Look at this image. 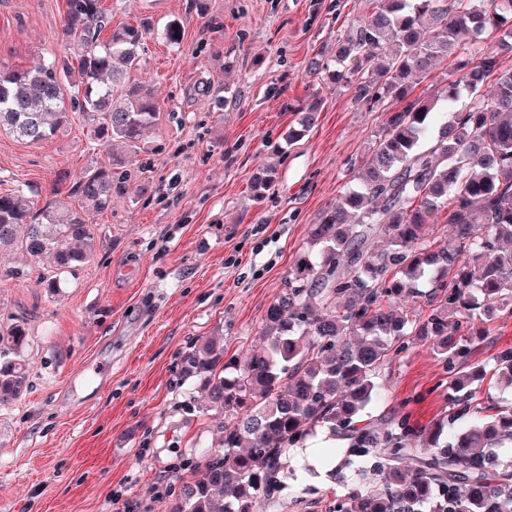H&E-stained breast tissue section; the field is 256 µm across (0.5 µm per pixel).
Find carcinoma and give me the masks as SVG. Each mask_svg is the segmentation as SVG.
Segmentation results:
<instances>
[{
    "instance_id": "obj_1",
    "label": "carcinoma",
    "mask_w": 512,
    "mask_h": 512,
    "mask_svg": "<svg viewBox=\"0 0 512 512\" xmlns=\"http://www.w3.org/2000/svg\"><path fill=\"white\" fill-rule=\"evenodd\" d=\"M105 0H66L59 35L68 51L36 68L0 69V131L29 143L52 139L78 108L93 139L140 149L160 116L151 90L134 79L150 30L112 28ZM512 0H377L352 28L334 65L309 69L372 104L402 103L386 113L373 157L355 186L310 230L317 259L300 258L266 310L262 346L240 359L208 340L184 358L209 410L227 418L219 449L183 462L179 493L167 512H267L285 480L309 470L293 450L318 429L347 441L323 451L342 456L357 485L336 495L335 512H512V404L478 398L482 375L512 388V350L491 373L461 344L471 324L512 315ZM454 55L456 68L431 98L408 100L412 80ZM471 104L455 109L461 91ZM293 145L310 131L321 100L294 107ZM117 165L96 162L68 190L53 184L43 205L23 188L0 192V247L46 261L62 275L91 261V217L108 209L127 181ZM454 227L453 242L431 239V225ZM382 236L388 247L365 250ZM409 336L434 342L448 380L450 419L436 421L408 446L404 422L368 421L381 368L404 357ZM25 322L0 330V403L26 390Z\"/></svg>"
}]
</instances>
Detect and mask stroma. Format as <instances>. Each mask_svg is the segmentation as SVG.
<instances>
[{
	"instance_id": "obj_1",
	"label": "stroma",
	"mask_w": 512,
	"mask_h": 512,
	"mask_svg": "<svg viewBox=\"0 0 512 512\" xmlns=\"http://www.w3.org/2000/svg\"><path fill=\"white\" fill-rule=\"evenodd\" d=\"M113 25L152 34L135 77L153 87L157 124L124 168L141 193L112 197L94 224L100 247L56 293L38 287L43 268L0 252V326L25 319L29 388L0 404V512H166L181 460L217 445L221 419L206 410L182 359L198 340L244 357L260 341L267 307L309 248V232L364 163L388 99L352 91L311 71L333 55L376 0H105ZM65 0H0V64L31 68L64 50L56 38ZM179 21L172 47L164 25ZM209 82L212 103L193 101ZM318 92L323 106L297 144L292 107ZM112 147L92 143L84 116L55 138L30 145L0 132V192L24 185L47 193L76 184ZM273 168L257 200L252 179ZM473 354L490 366L512 350V316L488 321ZM430 341L385 366L372 417L406 413L423 430L448 412V389ZM326 474L289 481L270 512H333Z\"/></svg>"
}]
</instances>
